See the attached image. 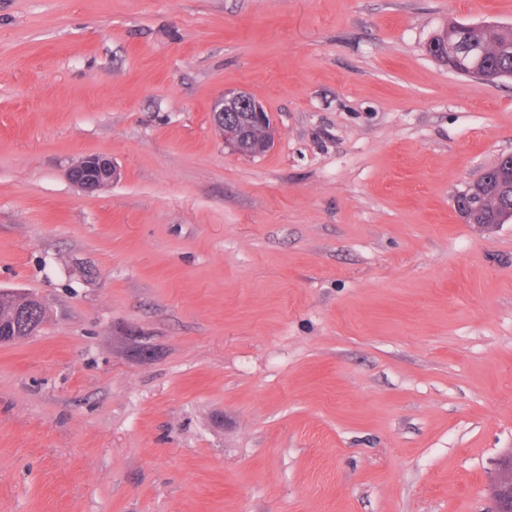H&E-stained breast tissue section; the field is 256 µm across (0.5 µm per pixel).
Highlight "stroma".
<instances>
[{
  "instance_id": "35a3bbf8",
  "label": "stroma",
  "mask_w": 512,
  "mask_h": 512,
  "mask_svg": "<svg viewBox=\"0 0 512 512\" xmlns=\"http://www.w3.org/2000/svg\"><path fill=\"white\" fill-rule=\"evenodd\" d=\"M512 0H0V512H489L512 451ZM259 100L231 151L219 94ZM87 154L120 177L87 195ZM448 42L456 43L462 53L448 56ZM428 53L448 69L470 74L480 69L486 72V84H495L512 77V29L478 30L466 24L448 22L427 45ZM235 112L250 118V125L265 132L254 135L255 141L261 144L254 146L253 139L247 135L248 130L239 126L229 125L235 119ZM230 113V114H228ZM211 122L214 129L224 139V144L232 150L244 155H253L258 150H267L273 140V125L269 112L251 95L245 92H227L217 101L211 111ZM248 126V127H249ZM118 172L112 159L98 154L81 157L69 167L67 179L69 182L87 194H96L117 179ZM479 210L482 213L484 222L489 220H495L499 218L502 214H510L511 217H503L500 223L507 221L509 218L512 220V194L502 196H486L483 198V202ZM510 219L508 221H510ZM35 297L28 294L14 293L13 295L3 294L0 296V320L1 326H11L14 323L16 312L20 308L33 306L32 314L35 315L38 323L44 322V309ZM35 306V308H34Z\"/></svg>"
}]
</instances>
